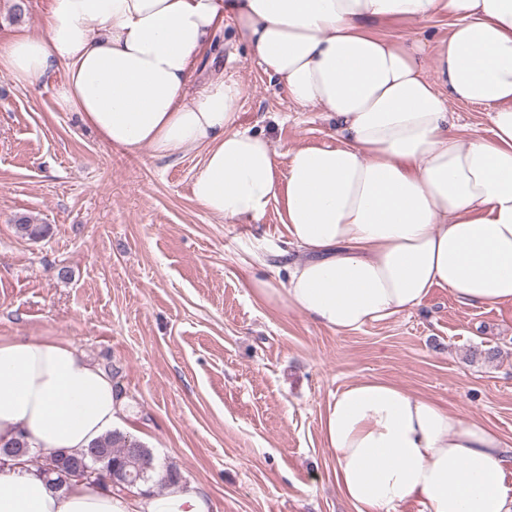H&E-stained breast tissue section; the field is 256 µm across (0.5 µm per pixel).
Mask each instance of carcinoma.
<instances>
[{"mask_svg":"<svg viewBox=\"0 0 512 512\" xmlns=\"http://www.w3.org/2000/svg\"><path fill=\"white\" fill-rule=\"evenodd\" d=\"M17 234L29 239H40L48 235L46 224H33L26 216L15 224ZM68 461L80 463L92 471L104 473L109 469L124 472L125 480L119 482V491L136 488L142 495L153 493L156 485L171 486L183 480L180 470L168 465L161 474H156L157 465L152 450L136 438L114 430L95 441L85 451H61L50 459H39L36 473L43 476L56 490L67 488L73 480H85L81 475H69L65 465Z\"/></svg>","mask_w":512,"mask_h":512,"instance_id":"obj_1","label":"carcinoma"}]
</instances>
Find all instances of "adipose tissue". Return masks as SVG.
Listing matches in <instances>:
<instances>
[{
    "mask_svg": "<svg viewBox=\"0 0 512 512\" xmlns=\"http://www.w3.org/2000/svg\"><path fill=\"white\" fill-rule=\"evenodd\" d=\"M445 35L392 39L373 23ZM302 108L336 121L328 142L277 151L241 128V83L196 82L219 24ZM435 60V77L425 73ZM64 66L60 111L104 141L158 158L204 152L192 184L209 214L259 223L280 204L286 281L253 294L339 334L403 315L432 289L467 305L512 303V0H50L43 35L16 27L0 73L30 84ZM487 110L460 136L450 102ZM111 378L70 345L0 339V438L24 432L47 458L113 430ZM336 485L355 512H512L497 432L379 377L333 395L322 420ZM182 482L143 496L81 482L53 489L28 466L0 469V512H210Z\"/></svg>",
    "mask_w": 512,
    "mask_h": 512,
    "instance_id": "ef3b65f1",
    "label": "adipose tissue"
}]
</instances>
